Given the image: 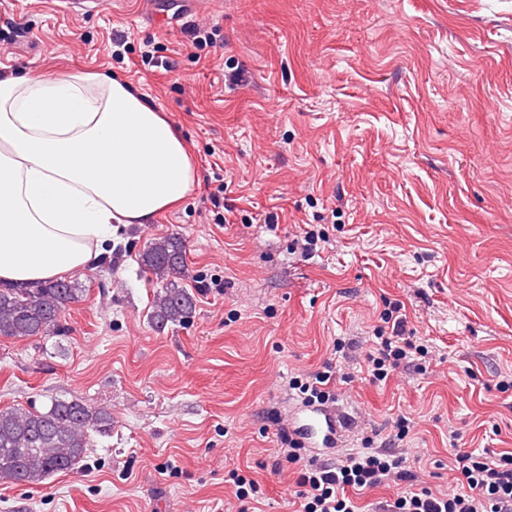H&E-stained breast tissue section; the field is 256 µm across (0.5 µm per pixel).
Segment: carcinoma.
Returning a JSON list of instances; mask_svg holds the SVG:
<instances>
[{
	"instance_id": "obj_1",
	"label": "carcinoma",
	"mask_w": 512,
	"mask_h": 512,
	"mask_svg": "<svg viewBox=\"0 0 512 512\" xmlns=\"http://www.w3.org/2000/svg\"><path fill=\"white\" fill-rule=\"evenodd\" d=\"M185 255L186 240L179 233L151 239L140 254L141 267L161 284L150 313L158 333L186 322L195 308L193 296L180 287L187 273ZM81 292L62 280L0 287V338L63 335L62 313ZM111 432L112 412L79 399L54 398L43 411L0 409V484L39 486L74 469L93 447V436Z\"/></svg>"
}]
</instances>
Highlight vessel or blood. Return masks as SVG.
Segmentation results:
<instances>
[{"mask_svg":"<svg viewBox=\"0 0 512 512\" xmlns=\"http://www.w3.org/2000/svg\"><path fill=\"white\" fill-rule=\"evenodd\" d=\"M351 428L350 416L332 405L297 404L288 420L290 434L301 444L312 447L323 443L343 448Z\"/></svg>","mask_w":512,"mask_h":512,"instance_id":"b4317fda","label":"vessel or blood"}]
</instances>
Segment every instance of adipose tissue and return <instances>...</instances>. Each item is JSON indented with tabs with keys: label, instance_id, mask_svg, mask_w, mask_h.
Instances as JSON below:
<instances>
[{
	"label": "adipose tissue",
	"instance_id": "ef3b65f1",
	"mask_svg": "<svg viewBox=\"0 0 512 512\" xmlns=\"http://www.w3.org/2000/svg\"><path fill=\"white\" fill-rule=\"evenodd\" d=\"M198 182L175 126L128 82L0 75V281L83 272L121 227L153 223Z\"/></svg>",
	"mask_w": 512,
	"mask_h": 512
}]
</instances>
